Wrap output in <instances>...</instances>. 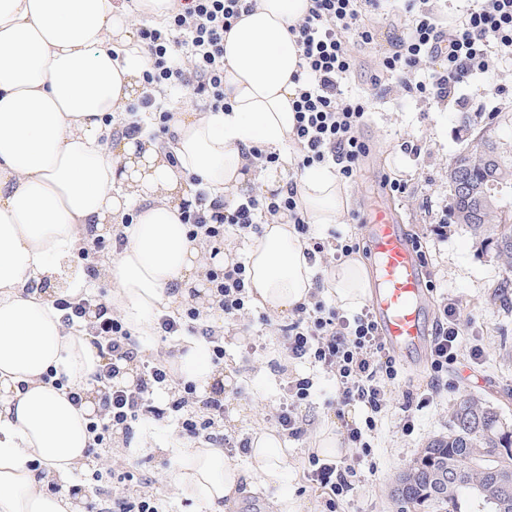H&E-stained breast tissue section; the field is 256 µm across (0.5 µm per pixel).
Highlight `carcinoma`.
Here are the masks:
<instances>
[{
	"label": "carcinoma",
	"mask_w": 512,
	"mask_h": 512,
	"mask_svg": "<svg viewBox=\"0 0 512 512\" xmlns=\"http://www.w3.org/2000/svg\"><path fill=\"white\" fill-rule=\"evenodd\" d=\"M476 147L493 159L485 167L472 162L470 151L455 156L454 165L475 180L492 177L512 190V150L494 137L476 134ZM485 212L466 225L474 238L512 275V208ZM499 410L475 396L452 409L448 433L431 439L414 459L412 472L393 489L398 512H512L498 497L497 478L512 477V422H500Z\"/></svg>",
	"instance_id": "1"
}]
</instances>
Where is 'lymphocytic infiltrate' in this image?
<instances>
[{
    "label": "lymphocytic infiltrate",
    "mask_w": 512,
    "mask_h": 512,
    "mask_svg": "<svg viewBox=\"0 0 512 512\" xmlns=\"http://www.w3.org/2000/svg\"><path fill=\"white\" fill-rule=\"evenodd\" d=\"M438 0H407L401 32L389 38L391 49L380 62L372 86L387 92L385 77L396 78L412 95L444 104L454 100L465 107L463 87L476 74L485 82L491 111L512 102V86L499 83L500 65L512 63V0H470L457 17L448 18ZM384 0H310L301 23L291 34L299 47V70L293 79L300 88L295 100L293 144L298 169L332 165L342 181H355L370 146L358 135L369 109L360 95L348 93L345 82L354 66L356 48L375 44L377 33L369 22L383 8ZM251 0H173L163 22L141 29L139 38L149 53L143 78L149 88L138 108L130 110L123 127L126 136L143 131L140 113L153 114L157 136L170 133L172 113L161 96L166 87L178 84L191 98L203 100L209 109L227 108L224 97V34L241 16L251 11ZM293 225L306 238L309 262L326 264L361 250L360 239L335 237L334 241L313 237L298 204L297 183L289 181L279 192L240 195L234 202L210 198L198 189L194 203L185 205L182 222L190 239L202 238L220 244L226 230L246 238L260 225L274 221ZM211 292L225 319L237 322L250 315L246 287V266L231 261L208 271ZM66 328L86 331L88 340L103 360L92 383L97 389L98 410L88 423L93 445L104 448L113 430L132 436L133 426L150 419L156 422L176 417L180 433L192 443L229 445L227 436L214 433L224 416L223 396L209 397L202 412L189 410L194 395L192 384L181 382L163 362L140 360V348L124 319L103 296L80 293L54 302ZM460 304L448 300L440 312L430 345L431 381L422 391L405 390L399 405L403 430L414 427L413 416L447 388L448 368L457 360L461 338L458 316ZM289 359L307 362L332 372L336 377V415L344 417L348 407L357 405L366 412L364 425L344 426V440L352 455L324 459L308 457V475L326 495L325 512H336L340 500L352 490L358 471L355 462L370 452L364 432L374 429L376 417L389 404V387L398 377V363L386 348L370 308L346 317L328 305L320 292H311L298 304L288 322L276 325ZM161 339L189 331L196 335L214 364L224 361V334L204 321L198 308L176 314H161L156 320ZM138 362L136 382L120 386L119 361ZM313 387L311 378L297 375L287 382L288 402L277 414V423L288 437L301 439L308 432L302 414ZM171 392L167 407L154 403L160 391ZM135 474L115 472L107 467L93 470V489L100 500L96 512H161L157 499L132 491Z\"/></svg>",
    "instance_id": "1"
}]
</instances>
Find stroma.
Returning a JSON list of instances; mask_svg holds the SVG:
<instances>
[{"mask_svg":"<svg viewBox=\"0 0 512 512\" xmlns=\"http://www.w3.org/2000/svg\"><path fill=\"white\" fill-rule=\"evenodd\" d=\"M375 54L359 55L355 86L369 92V115L360 128L372 147L365 170L349 185L351 212L367 216L378 204L391 208L408 235L420 238L427 256L424 267L435 283L428 302L430 319H437L446 299L460 300V326L466 342H479L487 352L483 364L470 362L460 353L448 369L447 391L429 407L417 412L414 430L402 432L397 403H390L377 417L369 436V456L361 458V480L340 502L337 512H395L391 491L398 475L433 436L448 429V413L461 397L473 395L499 406L512 419V282H504L501 266L492 254L463 226L453 223L446 235L433 230L449 201L448 166L470 143V130L456 106L439 107L395 89L372 94L370 77L377 69ZM413 142L416 152L403 148ZM407 180L411 194L399 200L380 183L381 175ZM289 371L312 377L311 398L302 413L311 425L302 440L284 438L288 467L278 484L255 477L242 483L237 500L224 512H280L282 498L291 499L298 512H322L324 496L309 481L308 456L317 446L324 426L337 423L336 379L332 373L289 361L278 337L228 330L224 333V419L219 430L234 440H248L258 430L276 428V415L288 400ZM176 427L159 429L136 424L132 440L112 438L101 449L104 466L122 470L137 465L148 479L144 490L160 500L163 512H206L200 503L181 496L176 487L174 465L161 446L177 436Z\"/></svg>","mask_w":512,"mask_h":512,"instance_id":"obj_1","label":"stroma"}]
</instances>
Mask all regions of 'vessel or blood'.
<instances>
[{"label": "vessel or blood", "instance_id": "vessel-or-blood-1", "mask_svg": "<svg viewBox=\"0 0 512 512\" xmlns=\"http://www.w3.org/2000/svg\"><path fill=\"white\" fill-rule=\"evenodd\" d=\"M367 223L368 246L376 273L369 306L387 347L404 363L429 348V290L418 252L391 212L384 207L375 208Z\"/></svg>", "mask_w": 512, "mask_h": 512}]
</instances>
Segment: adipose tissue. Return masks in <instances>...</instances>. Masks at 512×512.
Returning <instances> with one entry per match:
<instances>
[{
	"label": "adipose tissue",
	"instance_id": "ef3b65f1",
	"mask_svg": "<svg viewBox=\"0 0 512 512\" xmlns=\"http://www.w3.org/2000/svg\"><path fill=\"white\" fill-rule=\"evenodd\" d=\"M307 6L255 0L224 36L228 110L175 112L166 152L144 135L113 136L110 121L143 89L134 26L164 17L169 0H0V512H82L72 473L89 458L97 402L75 407L44 376L55 370L85 384L101 359L66 329L42 286L77 289L81 276L65 271L89 231L125 236L103 274L131 331L144 335L204 269L181 222L180 202L197 186L230 202L293 179L308 223H345L350 197L332 167L289 171L300 51L288 29ZM256 146L278 153L280 165L251 157ZM307 248L293 225H261L246 259L255 303L287 317L308 299L316 270ZM324 287L339 306L356 307L369 275L352 256L329 269ZM173 365L201 392L222 379L193 343ZM171 456L180 491L207 512H224L245 475L273 482L288 461L268 430L254 434L245 469L210 446L179 443Z\"/></svg>",
	"mask_w": 512,
	"mask_h": 512
}]
</instances>
